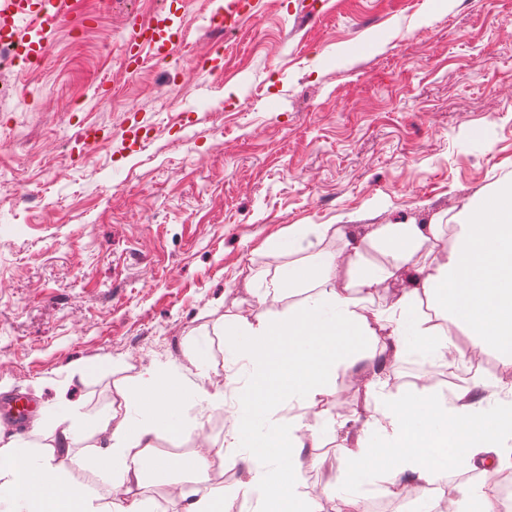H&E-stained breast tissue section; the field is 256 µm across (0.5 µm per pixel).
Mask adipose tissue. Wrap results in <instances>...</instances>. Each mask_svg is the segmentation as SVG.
I'll list each match as a JSON object with an SVG mask.
<instances>
[{
    "instance_id": "1",
    "label": "adipose tissue",
    "mask_w": 512,
    "mask_h": 512,
    "mask_svg": "<svg viewBox=\"0 0 512 512\" xmlns=\"http://www.w3.org/2000/svg\"><path fill=\"white\" fill-rule=\"evenodd\" d=\"M331 233L341 248L304 255V241ZM272 246L290 259L265 279L260 303L281 300L289 289L309 296L285 313L250 311L226 323L227 347L249 377L222 446L155 452L159 435L187 428L171 397L177 380L152 367L120 387L116 408L99 421L109 443L91 460L64 459L57 450L75 439L64 400L48 422L53 440L41 450L0 436V512H167L179 495L159 504L140 494L145 482L168 487L178 473L204 482L233 454L250 462L248 480L231 491L211 489L186 512H234L240 498L256 499L267 512H312L297 493L296 457L321 432L305 415L334 394L337 368L360 361L370 367L368 401L357 447L342 453L350 483L377 481L398 494L408 473L431 484L453 468L512 470V399L501 381L474 376L475 385L497 393L487 405L388 389L389 359L411 354L444 361L492 352L512 370V178L469 200L444 226L378 224L358 236L341 226L293 224ZM457 331L468 336V349L454 342ZM285 409L291 417L280 418ZM83 464L97 485L70 481V466Z\"/></svg>"
}]
</instances>
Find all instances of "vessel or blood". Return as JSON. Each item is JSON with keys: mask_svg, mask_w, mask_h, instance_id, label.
<instances>
[{"mask_svg": "<svg viewBox=\"0 0 512 512\" xmlns=\"http://www.w3.org/2000/svg\"><path fill=\"white\" fill-rule=\"evenodd\" d=\"M254 15L252 0H224L223 6L211 14V23L233 29L250 20ZM62 16L56 0H0V47L35 63L44 59L51 35L60 25ZM172 25L167 19H156L149 25H135L129 44L135 60H142L144 53L162 57L169 53ZM10 417L5 421L6 430L15 432L30 418L32 405L23 399L9 403Z\"/></svg>", "mask_w": 512, "mask_h": 512, "instance_id": "obj_1", "label": "vessel or blood"}]
</instances>
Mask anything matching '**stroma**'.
<instances>
[{
  "label": "stroma",
  "instance_id": "stroma-1",
  "mask_svg": "<svg viewBox=\"0 0 512 512\" xmlns=\"http://www.w3.org/2000/svg\"><path fill=\"white\" fill-rule=\"evenodd\" d=\"M235 30L213 0H61L85 16L34 68L0 54V393L38 404L22 441L47 443L59 396L93 457L118 387L150 366L183 389L245 378L226 318L257 309L246 276L288 261L292 224H444L512 173V0H257ZM170 12L188 35L128 75L133 23ZM392 393L454 396L443 363L392 361ZM300 456L298 492L334 512L338 446L365 416L337 368ZM186 438L222 445L221 410L183 401Z\"/></svg>",
  "mask_w": 512,
  "mask_h": 512
}]
</instances>
